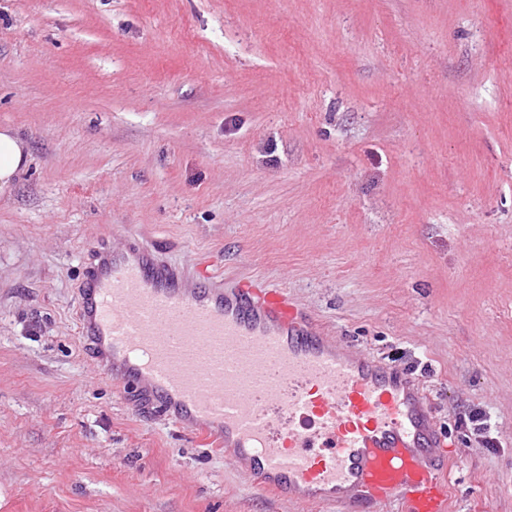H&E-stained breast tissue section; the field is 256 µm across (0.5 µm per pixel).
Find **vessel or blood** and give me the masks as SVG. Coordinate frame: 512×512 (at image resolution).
Instances as JSON below:
<instances>
[{"label":"vessel or blood","instance_id":"obj_1","mask_svg":"<svg viewBox=\"0 0 512 512\" xmlns=\"http://www.w3.org/2000/svg\"><path fill=\"white\" fill-rule=\"evenodd\" d=\"M79 329L122 396L214 441L260 489L339 512H450L451 457L405 366L329 336L281 288L125 236L85 269Z\"/></svg>","mask_w":512,"mask_h":512}]
</instances>
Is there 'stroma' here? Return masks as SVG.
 Listing matches in <instances>:
<instances>
[{
  "instance_id": "1",
  "label": "stroma",
  "mask_w": 512,
  "mask_h": 512,
  "mask_svg": "<svg viewBox=\"0 0 512 512\" xmlns=\"http://www.w3.org/2000/svg\"><path fill=\"white\" fill-rule=\"evenodd\" d=\"M0 512H336L133 410L76 316L112 227L408 366L453 512H512V0H0ZM31 158L28 141L12 126H0V198L12 195Z\"/></svg>"
}]
</instances>
